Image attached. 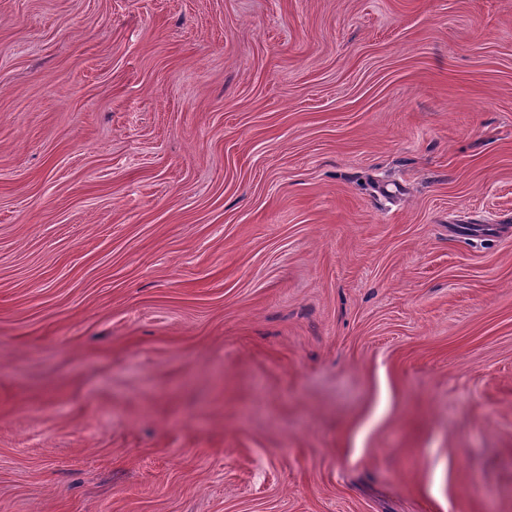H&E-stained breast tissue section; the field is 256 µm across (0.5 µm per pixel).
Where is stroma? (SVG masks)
<instances>
[{
    "label": "stroma",
    "instance_id": "35a3bbf8",
    "mask_svg": "<svg viewBox=\"0 0 512 512\" xmlns=\"http://www.w3.org/2000/svg\"><path fill=\"white\" fill-rule=\"evenodd\" d=\"M0 512H512V0H0Z\"/></svg>",
    "mask_w": 512,
    "mask_h": 512
}]
</instances>
